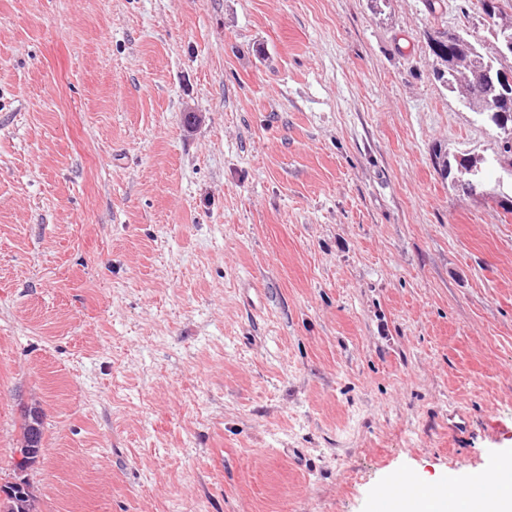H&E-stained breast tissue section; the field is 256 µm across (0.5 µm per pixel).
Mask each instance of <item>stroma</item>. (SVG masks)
I'll list each match as a JSON object with an SVG mask.
<instances>
[{"label":"stroma","mask_w":512,"mask_h":512,"mask_svg":"<svg viewBox=\"0 0 512 512\" xmlns=\"http://www.w3.org/2000/svg\"><path fill=\"white\" fill-rule=\"evenodd\" d=\"M477 0H0V485L371 512L512 451V172ZM42 452L17 471L23 416ZM430 45L432 54L442 62L443 71L437 73V77L450 93H458L472 90L487 100V106L478 114L499 128H505L508 122L512 124V87L511 98L508 102L501 100V87L496 81L491 85L485 80V72L491 76L500 71L498 78L503 86L511 82L509 76L502 71L501 59L485 57L480 45L471 39L468 33L460 31H444L439 33ZM505 160L510 161V165L512 166V138L511 141H504L502 145L501 154L497 159H494L487 166H478V162H467L465 164H461V167L466 170H471V172H467L465 174V179H470L480 186L484 179V172L486 168L494 167L495 165H500L502 167V162ZM503 168V167H502ZM440 483L438 481H422L419 483L418 480L408 474H390L385 480L380 500L377 501L379 512H396L401 509V505H405L407 510H412L413 504L422 498L425 493V489L420 484L430 488Z\"/></svg>","instance_id":"stroma-1"}]
</instances>
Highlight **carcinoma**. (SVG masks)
I'll return each mask as SVG.
<instances>
[{"label":"carcinoma","mask_w":512,"mask_h":512,"mask_svg":"<svg viewBox=\"0 0 512 512\" xmlns=\"http://www.w3.org/2000/svg\"><path fill=\"white\" fill-rule=\"evenodd\" d=\"M486 2L493 12V26L512 29V21H506L505 13V8L512 9V0ZM430 51L442 62L444 70L438 72L437 77L449 92H477L487 100V106L480 115L488 122L499 128L512 122V97L507 102L501 100V87L498 83L491 84L485 80V73L493 76L501 70V59L512 56L511 50L504 51L500 59H491L482 54L479 43L471 39L470 34L444 31L432 41ZM23 435L27 444L20 449L22 459L16 463V468L20 470L28 468L41 451V430L37 414L25 415ZM0 492L3 493L0 512H37L35 498L26 481L6 485Z\"/></svg>","instance_id":"1"}]
</instances>
